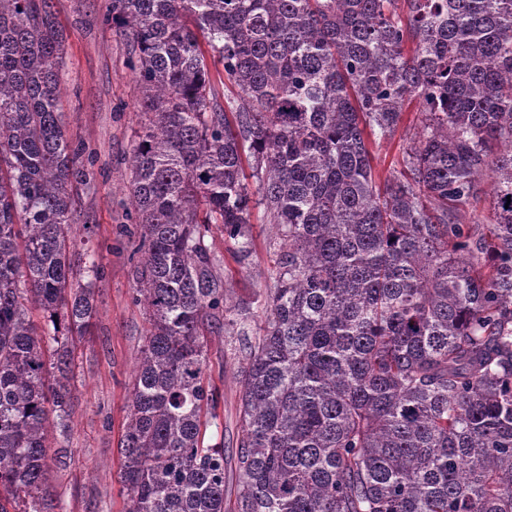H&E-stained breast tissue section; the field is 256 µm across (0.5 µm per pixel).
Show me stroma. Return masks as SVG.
Returning <instances> with one entry per match:
<instances>
[{
    "label": "stroma",
    "instance_id": "stroma-1",
    "mask_svg": "<svg viewBox=\"0 0 512 512\" xmlns=\"http://www.w3.org/2000/svg\"><path fill=\"white\" fill-rule=\"evenodd\" d=\"M52 12L64 35L62 120L68 138L84 143L91 158L89 181L74 190V231L79 250L94 253L104 274L94 282V326L77 341L69 427L51 429L47 436L49 448L64 449L65 455L48 458L47 477L63 512H125L119 441L147 328L143 306L132 299L133 271L140 256L137 228L128 220L130 158L140 130L139 92L129 66L130 47L104 18L105 0H52ZM416 122L415 105H407L395 136L373 144L379 176L398 169L405 136ZM271 236L261 213H254L252 255L240 264L220 226L212 227L215 271L233 307H256L266 285ZM243 355L241 341L233 336L215 337L208 344L206 376L221 396L217 412L228 455L238 435L237 370Z\"/></svg>",
    "mask_w": 512,
    "mask_h": 512
}]
</instances>
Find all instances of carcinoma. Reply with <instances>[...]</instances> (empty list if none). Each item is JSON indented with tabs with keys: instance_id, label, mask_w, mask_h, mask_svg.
I'll return each mask as SVG.
<instances>
[{
	"instance_id": "1",
	"label": "carcinoma",
	"mask_w": 512,
	"mask_h": 512,
	"mask_svg": "<svg viewBox=\"0 0 512 512\" xmlns=\"http://www.w3.org/2000/svg\"><path fill=\"white\" fill-rule=\"evenodd\" d=\"M109 2L141 113L127 512H228L230 471L234 512H512V0ZM62 43L50 0H0V512H60L46 438L97 311L83 279L102 265L73 262L85 148L62 122ZM411 101L381 184L370 137ZM486 177L480 231L459 216ZM255 209L274 259L240 312L208 237L248 260ZM229 327L246 337L230 457L206 442L205 376Z\"/></svg>"
}]
</instances>
